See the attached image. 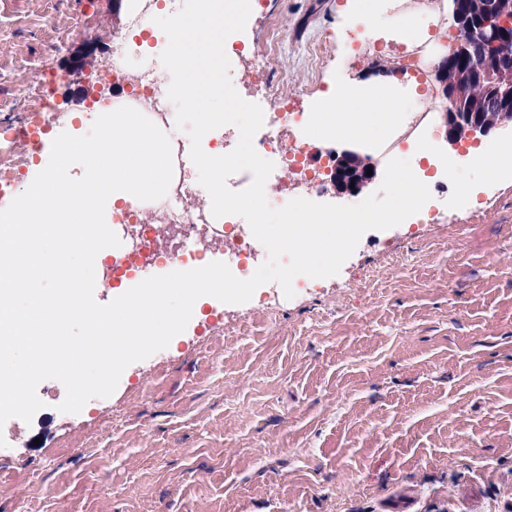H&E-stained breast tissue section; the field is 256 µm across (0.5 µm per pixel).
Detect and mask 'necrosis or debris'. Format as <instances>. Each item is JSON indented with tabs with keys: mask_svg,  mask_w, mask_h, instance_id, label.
I'll return each mask as SVG.
<instances>
[{
	"mask_svg": "<svg viewBox=\"0 0 512 512\" xmlns=\"http://www.w3.org/2000/svg\"><path fill=\"white\" fill-rule=\"evenodd\" d=\"M155 0H129L137 11V21L146 34L147 46L128 53L113 48L104 60V77L114 88L111 99H89V119L122 106L137 109L160 129L171 132L176 111L168 97L171 74L160 56L167 41L165 33L154 24L152 6ZM425 34L402 49L388 51L386 72L414 81L425 101L421 108L404 113L390 130L385 142L378 146L381 157L399 154L413 144L425 145L432 132L431 114L447 109L440 97L435 74V60L444 48L443 40L432 34L444 23V0H414ZM37 79L24 89L28 108L10 115L9 102H1L5 115L0 118V189L12 186L28 174L41 155L46 138L61 126L63 116L57 110L56 87L60 75L48 60H40ZM263 125L253 138L254 148L268 157L285 178L304 186L309 200L323 199L329 190L328 173L336 160L334 149L311 154L304 140L307 116L296 111L293 96L278 91L261 101ZM173 179L165 197L141 201L113 211L112 221L123 230L127 247L110 256L105 264L101 287L110 288L122 280L142 276L145 266L158 262L172 267L185 265L196 255L206 254L212 247L228 251V266L241 279L249 278L252 261L262 250L249 225L236 216L214 217L198 171L189 166L190 137L172 135ZM164 239V249H156L157 239Z\"/></svg>",
	"mask_w": 512,
	"mask_h": 512,
	"instance_id": "4bbe7bcc",
	"label": "necrosis or debris"
}]
</instances>
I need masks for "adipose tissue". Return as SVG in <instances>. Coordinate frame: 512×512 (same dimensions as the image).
<instances>
[{
	"label": "adipose tissue",
	"mask_w": 512,
	"mask_h": 512,
	"mask_svg": "<svg viewBox=\"0 0 512 512\" xmlns=\"http://www.w3.org/2000/svg\"><path fill=\"white\" fill-rule=\"evenodd\" d=\"M374 29L377 37L405 41L418 29L416 18L391 12L388 0H357L347 16V28L360 23ZM418 100L412 82L373 76L338 84L310 120L311 143L353 140L364 142L385 137L389 127Z\"/></svg>",
	"instance_id": "obj_1"
}]
</instances>
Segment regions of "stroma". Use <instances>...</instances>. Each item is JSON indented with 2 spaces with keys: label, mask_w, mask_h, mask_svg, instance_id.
<instances>
[{
  "label": "stroma",
  "mask_w": 512,
  "mask_h": 512,
  "mask_svg": "<svg viewBox=\"0 0 512 512\" xmlns=\"http://www.w3.org/2000/svg\"><path fill=\"white\" fill-rule=\"evenodd\" d=\"M245 38L269 39L270 83L241 61L233 83L299 90L309 111L346 78L348 0H267ZM0 0V100L21 99L59 26L85 13L51 59L64 112H83V58L100 64L126 12L115 0ZM318 57H311L312 46ZM406 225L363 234L337 275L275 312L252 299L208 309L129 365L115 392L61 413L47 403L0 447V512H505L512 502V170L468 169L421 242ZM371 287H363L368 273Z\"/></svg>",
  "instance_id": "35a3bbf8"
}]
</instances>
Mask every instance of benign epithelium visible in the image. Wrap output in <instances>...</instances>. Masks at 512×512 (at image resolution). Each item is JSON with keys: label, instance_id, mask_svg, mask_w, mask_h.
<instances>
[{"label": "benign epithelium", "instance_id": "obj_1", "mask_svg": "<svg viewBox=\"0 0 512 512\" xmlns=\"http://www.w3.org/2000/svg\"><path fill=\"white\" fill-rule=\"evenodd\" d=\"M469 8L472 14L484 17L483 23L477 28L467 29L462 36L454 39L448 53L440 57L438 66H445L459 55L468 56L471 69L493 84L505 104L488 120L474 119L467 113L455 111L444 113L448 127L446 141L453 148L462 139L478 142L492 133H512V55L502 53L491 57L480 50L489 43L499 45L506 41L500 20L512 14V7L505 0H470ZM351 161L362 162V177L354 183L345 177V167ZM368 168L370 164L356 151H346L338 156L331 176L336 195L353 196L372 184L375 175L367 174Z\"/></svg>", "mask_w": 512, "mask_h": 512}]
</instances>
